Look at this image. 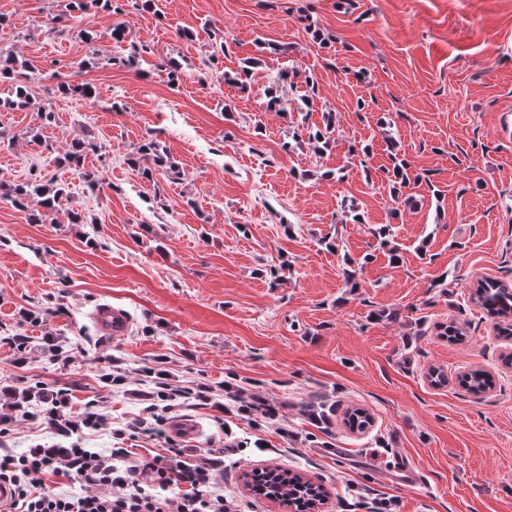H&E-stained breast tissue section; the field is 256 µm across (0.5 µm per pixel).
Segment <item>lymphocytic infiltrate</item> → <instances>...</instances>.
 <instances>
[{
  "instance_id": "obj_1",
  "label": "lymphocytic infiltrate",
  "mask_w": 512,
  "mask_h": 512,
  "mask_svg": "<svg viewBox=\"0 0 512 512\" xmlns=\"http://www.w3.org/2000/svg\"><path fill=\"white\" fill-rule=\"evenodd\" d=\"M55 476V485L45 482ZM0 479L12 484L13 512H239L207 467L178 458H132L77 445H34L0 455Z\"/></svg>"
}]
</instances>
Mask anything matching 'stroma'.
I'll return each mask as SVG.
<instances>
[{"label":"stroma","mask_w":512,"mask_h":512,"mask_svg":"<svg viewBox=\"0 0 512 512\" xmlns=\"http://www.w3.org/2000/svg\"><path fill=\"white\" fill-rule=\"evenodd\" d=\"M65 2L0 0V52L35 66L28 106L0 110V179L69 185L42 224L0 198V413L39 381L106 417L78 431L82 447L145 460L167 453L156 420L188 419L184 461L207 451L241 512H284L243 480L275 465L322 484L323 512H512V339L470 299L480 278L512 284V0H155L88 10V44L47 33ZM118 24L150 49L139 67L116 59ZM244 68L248 90L225 82ZM150 134L178 174L149 182L125 164ZM76 139L96 144V191L52 160ZM395 153L412 176L398 193ZM102 304L130 314L127 336L99 331ZM449 321L463 342L439 336ZM473 368L492 391L459 386ZM159 377L182 398L151 406ZM254 397L272 423L242 413ZM316 400L327 422L301 416ZM354 407L365 432L343 423ZM63 441L39 416L0 443Z\"/></svg>","instance_id":"35a3bbf8"}]
</instances>
